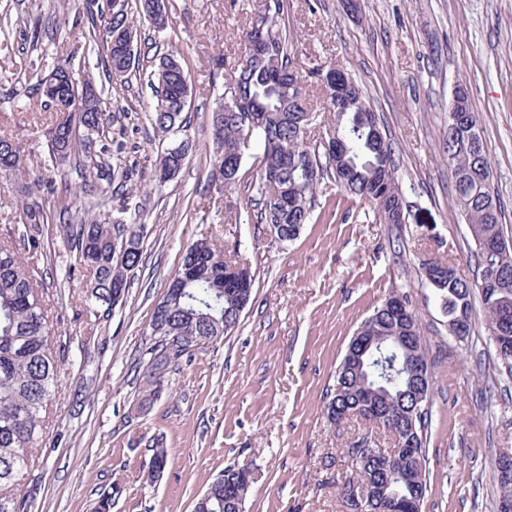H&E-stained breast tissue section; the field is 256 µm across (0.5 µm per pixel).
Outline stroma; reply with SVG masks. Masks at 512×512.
<instances>
[{
  "instance_id": "obj_1",
  "label": "stroma",
  "mask_w": 512,
  "mask_h": 512,
  "mask_svg": "<svg viewBox=\"0 0 512 512\" xmlns=\"http://www.w3.org/2000/svg\"><path fill=\"white\" fill-rule=\"evenodd\" d=\"M257 3L169 0L159 30L129 0L139 64L120 85L106 74L103 45L85 40L84 0H0V57L13 61L0 68V135L23 155L19 169H0V244H13L25 264L43 272L51 342L65 352L59 393L25 474L27 512H95L107 489L112 512H192L194 499L232 463L254 474L244 512H342L338 491L349 468L341 450L369 426L330 425L325 397L355 330L397 289L408 293L430 352L422 512H494L491 462L512 455V380L499 372L480 297L471 298L469 336L451 335L422 267L449 261L463 279L477 274L442 150L459 81L479 116L492 192L512 239V0H360L355 14L342 0H290L301 65H341L383 120L396 148L406 221L380 223L371 204L327 178L310 224L286 244L256 219L259 146L235 188L210 177L207 117L245 50L241 31ZM169 52L188 75L194 146L178 177L158 189L150 182L154 164L173 139L150 123L148 75ZM63 59L101 89L109 108L124 110L118 139L126 148L109 160L136 164L123 198L144 209L143 262L102 348L90 340L81 282L54 275L66 265L59 195L69 200L71 220L87 215L83 181L49 157L56 114L35 109L40 81ZM32 202L49 217L36 250L23 240V210ZM202 237L222 245L225 258L245 259L255 279L251 301L235 331L183 358L161 397L139 412L153 308L185 247ZM155 439L169 461L151 481Z\"/></svg>"
}]
</instances>
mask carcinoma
Here are the masks:
<instances>
[{
    "mask_svg": "<svg viewBox=\"0 0 512 512\" xmlns=\"http://www.w3.org/2000/svg\"><path fill=\"white\" fill-rule=\"evenodd\" d=\"M271 21L261 16L259 5L243 36L245 43L263 37L262 50L243 54L233 67L234 78L224 83V92L215 99L209 115L212 127L213 168L211 176L224 177V187L237 185L242 164L251 143L259 144L261 163L268 176L260 177L257 188L261 223L276 227L272 234L281 242L298 238L310 223L320 180L333 179L348 195L373 205L383 224L398 223L397 207L402 191L396 177V150L387 132L377 133L369 121H378L365 94L358 103L346 107L328 98L330 121L316 143L307 142V131L315 113L305 83L313 79L327 87L329 76L347 75L336 65H320L304 77L298 68L294 45L288 34L286 0H268ZM103 28L92 24L88 40H102L110 75L120 80L132 70L123 49L124 36L136 34L128 20V6L98 7ZM153 109L151 124L162 134H175L188 127L182 100L191 89L181 61L174 54L159 58L151 72ZM459 104L448 113V136L443 147L451 158L455 199L475 243L479 276L493 269L496 278L482 291L486 326L490 340L503 338L512 343V248L502 252L496 244L505 238L500 223L501 210L491 192V172L478 114L473 112L466 86L457 89ZM96 112H71L58 119L48 131L50 156L66 165L85 148L78 167L89 178L112 181V167L99 153L88 151L95 140L105 137L115 117L97 99ZM346 144L332 155L326 144L330 135ZM20 147L0 137V168L20 167ZM44 210L29 206L23 213L25 236L38 248L39 226L47 222ZM69 252V263L61 272L69 282L79 277L85 294L84 313L92 326H100L112 315V282L121 280L130 287L134 271L142 263L143 225L136 219L100 214L76 224L60 225ZM130 241L123 256L114 244ZM237 266L224 260V249L202 238L185 248L182 262L170 277L150 320L151 344L147 348L146 372L149 386L138 394L139 407L149 406L163 389L166 375L193 348L224 337V323L237 327L241 302H250L225 292L224 280ZM437 276L446 283L434 287L453 334L462 338L471 325L470 295L473 284L458 275L448 276V265L438 263ZM403 304L379 306L365 319L376 336H402L412 357L423 371H402L406 353L388 343L379 361L364 360L362 372L341 361L336 369V386L327 407L338 404L352 414L365 404L378 408L388 418L390 431L400 452L392 463L383 455L367 457L359 465L360 478L369 479L380 491L378 499L362 505L342 499L348 512H376L381 500L400 504L396 512H421L426 495V431L428 411H414L413 393L430 387L428 350L421 326L408 295L395 291ZM44 297L42 276L23 263L18 253L0 246V512H24L19 490L29 455L44 427L43 412L58 392L61 359L50 346L51 321ZM149 467L161 473L168 464V450L156 440L150 448ZM252 484L240 476V467L228 465L199 495L193 512H243Z\"/></svg>",
    "mask_w": 512,
    "mask_h": 512,
    "instance_id": "cac0c4a2",
    "label": "carcinoma"
}]
</instances>
